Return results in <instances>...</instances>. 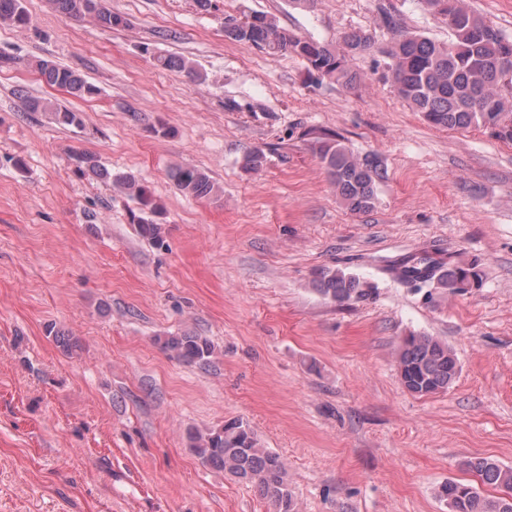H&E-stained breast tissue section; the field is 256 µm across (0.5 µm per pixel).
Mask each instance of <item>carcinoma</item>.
Segmentation results:
<instances>
[{"instance_id": "cac0c4a2", "label": "carcinoma", "mask_w": 512, "mask_h": 512, "mask_svg": "<svg viewBox=\"0 0 512 512\" xmlns=\"http://www.w3.org/2000/svg\"><path fill=\"white\" fill-rule=\"evenodd\" d=\"M435 18L448 25L450 39L439 42L428 36L402 28L399 15L383 8L385 23L397 33L394 44L386 50V80L398 95L425 120L439 128L481 127L496 138L512 141V39L503 36L490 22L475 13L467 0H423ZM50 7L70 18L90 19L105 29L124 27L127 21L102 4V0H49ZM224 21V37L249 43L269 54L289 53L302 59L312 76L328 79L346 87L360 81L352 61L371 48L373 36L366 30L343 33L336 44L296 35L265 13H255L246 20L231 15ZM30 15L23 0H0V23L23 28ZM157 65L179 70L196 79L194 65L180 57L159 54ZM31 66L52 86L81 99L97 95V88L72 68L52 61L36 59ZM30 112H49L62 128L83 125V113L38 97H26ZM317 152L324 164L336 196L351 213H364L375 204L378 185L386 179V170L378 156H356L331 135L318 141ZM77 168L120 186L140 205L137 219L139 234L157 245L163 244L160 224L153 217L162 206L150 190L131 174L112 177L91 153L76 155ZM176 188L197 199L217 198L222 190L202 169L185 164L171 174ZM395 280L412 288L430 286L450 294L465 291L464 281L476 286L483 283V270L477 262L463 265L448 256L434 258L416 254L386 268ZM317 291L326 300L342 305L365 295L363 283L339 269L319 273ZM170 356L186 363L207 365L213 355L210 341L197 334L184 333L159 340ZM402 386L411 394L423 397L447 391L455 383L459 364L454 350L434 336L411 333L404 337L397 356ZM188 448L209 467L254 487L269 501L275 512H295V504L286 481L283 459L261 447L250 426L242 421L224 424L205 434L188 432ZM468 470L482 485L497 488L501 495L487 498L471 482L450 480L441 486L440 497L448 500V512H512V468H505L490 458H473Z\"/></svg>"}]
</instances>
